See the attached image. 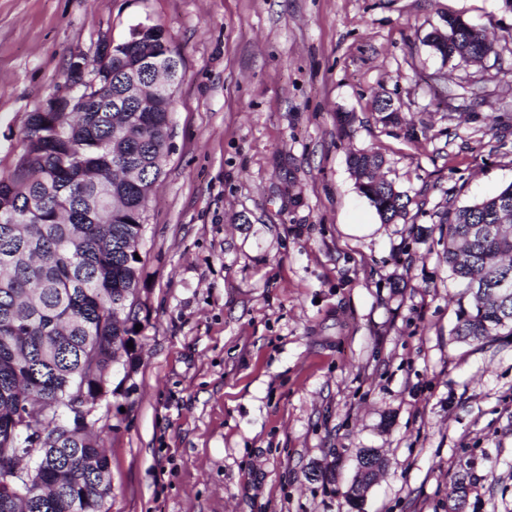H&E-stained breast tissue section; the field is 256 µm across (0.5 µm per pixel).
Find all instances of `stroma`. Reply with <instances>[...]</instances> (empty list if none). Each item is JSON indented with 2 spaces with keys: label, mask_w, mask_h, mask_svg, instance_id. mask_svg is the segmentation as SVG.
Segmentation results:
<instances>
[{
  "label": "stroma",
  "mask_w": 512,
  "mask_h": 512,
  "mask_svg": "<svg viewBox=\"0 0 512 512\" xmlns=\"http://www.w3.org/2000/svg\"><path fill=\"white\" fill-rule=\"evenodd\" d=\"M481 27L479 62L423 44ZM179 53L132 364L90 415L105 512H512V336L454 335L447 213L512 183L504 0H0V174L70 57L142 20ZM387 99L400 123L377 110ZM354 113L347 129L337 112ZM413 199L382 223L347 165ZM388 461L361 508V449Z\"/></svg>",
  "instance_id": "1"
}]
</instances>
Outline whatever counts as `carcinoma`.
<instances>
[{
  "label": "carcinoma",
  "instance_id": "obj_1",
  "mask_svg": "<svg viewBox=\"0 0 512 512\" xmlns=\"http://www.w3.org/2000/svg\"><path fill=\"white\" fill-rule=\"evenodd\" d=\"M423 45L444 58L480 59L492 46L459 17ZM138 44L166 66L174 93L182 60L164 29L149 21L132 26ZM135 47L116 43L107 63L93 58L97 80L72 92L69 110L29 113L21 154L0 175V418L22 409L23 446L0 430V467L32 453L40 463L29 475L26 499L0 490V512H103L112 494L109 459L91 425L67 422L80 388L91 394L110 385L116 353L138 335L140 304L132 290L141 280L135 259L149 199L164 175L171 113L136 112L124 97ZM383 156L348 155L359 192L385 224L407 214L409 197L379 176ZM512 212V184L463 206L446 221V262L471 296L455 327L462 341L512 335V291L490 297L481 287L512 279V233L493 231ZM386 461L373 448L358 455L356 481L371 479L370 465ZM468 487L458 481L448 512H463Z\"/></svg>",
  "mask_w": 512,
  "mask_h": 512
}]
</instances>
